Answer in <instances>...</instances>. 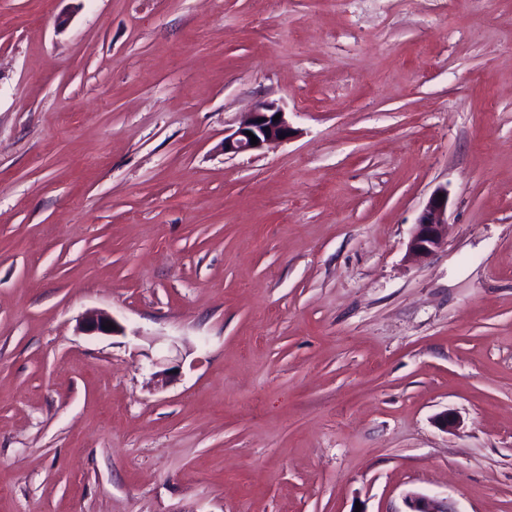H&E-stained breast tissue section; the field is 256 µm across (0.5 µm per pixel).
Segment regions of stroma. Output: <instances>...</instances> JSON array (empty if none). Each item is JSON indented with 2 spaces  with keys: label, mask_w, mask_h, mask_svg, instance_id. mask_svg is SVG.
<instances>
[{
  "label": "stroma",
  "mask_w": 512,
  "mask_h": 512,
  "mask_svg": "<svg viewBox=\"0 0 512 512\" xmlns=\"http://www.w3.org/2000/svg\"><path fill=\"white\" fill-rule=\"evenodd\" d=\"M410 491L512 512V0H0V512ZM277 114H280V119L273 122V117ZM258 119H262V122H258ZM265 127H268V131H265ZM246 131L252 132L257 137V145H251V137L246 134ZM295 133L296 129L286 119L285 112L273 102H262L249 112L248 119L241 126L230 134L224 135V152L235 155L261 150L288 141ZM280 134H284V138H278ZM443 193V199L438 198ZM448 211V191L439 188L429 197L422 209L414 232L407 245L408 257L412 260H423L432 255L442 246V228ZM109 323H113L115 328L106 330ZM80 329L87 334L115 335L123 334L125 328L111 315L102 312H90L85 314L80 321Z\"/></svg>",
  "instance_id": "obj_1"
}]
</instances>
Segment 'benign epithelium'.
Segmentation results:
<instances>
[{
    "label": "benign epithelium",
    "mask_w": 512,
    "mask_h": 512,
    "mask_svg": "<svg viewBox=\"0 0 512 512\" xmlns=\"http://www.w3.org/2000/svg\"><path fill=\"white\" fill-rule=\"evenodd\" d=\"M280 116L275 121L273 117ZM252 132L258 139V144H251ZM296 133L283 112L273 102H262L249 113L248 119L233 132L224 136V153L239 154L246 151L261 150L292 138ZM443 198H438V194ZM448 211V191L437 189L422 209L414 232L407 245L408 257L412 260H423L442 246V228ZM115 328L108 329L109 325ZM80 329L87 334L115 335L125 332V328L111 315L102 312L85 314L80 321ZM406 512H453L448 507V501L420 493L406 495Z\"/></svg>",
    "instance_id": "7a95c632"
}]
</instances>
